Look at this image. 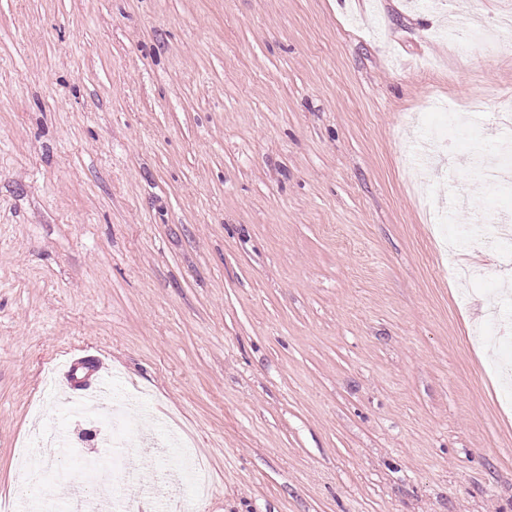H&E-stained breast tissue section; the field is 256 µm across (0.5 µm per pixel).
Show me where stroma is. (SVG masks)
<instances>
[{"mask_svg":"<svg viewBox=\"0 0 512 512\" xmlns=\"http://www.w3.org/2000/svg\"><path fill=\"white\" fill-rule=\"evenodd\" d=\"M512 0H0V495L109 456L95 379L145 394L210 467L177 512H512V271L441 240L512 180ZM479 110H472L473 101Z\"/></svg>","mask_w":512,"mask_h":512,"instance_id":"obj_1","label":"stroma"}]
</instances>
